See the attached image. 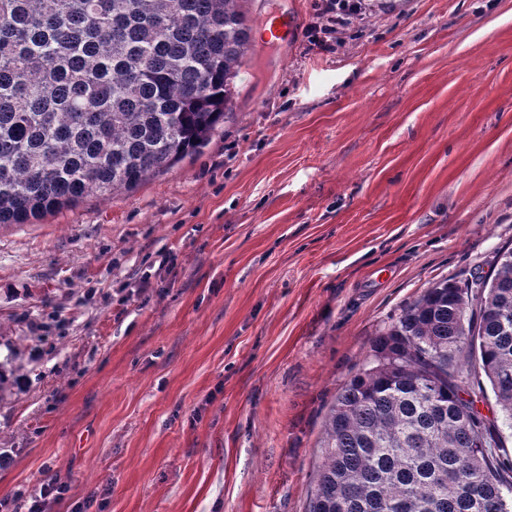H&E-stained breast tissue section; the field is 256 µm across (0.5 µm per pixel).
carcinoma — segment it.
I'll return each mask as SVG.
<instances>
[{
	"label": "carcinoma",
	"mask_w": 512,
	"mask_h": 512,
	"mask_svg": "<svg viewBox=\"0 0 512 512\" xmlns=\"http://www.w3.org/2000/svg\"><path fill=\"white\" fill-rule=\"evenodd\" d=\"M244 2L0 0V226L195 153L254 53ZM367 358L326 418L308 512H512V458L466 391L476 358L512 429V247L425 289Z\"/></svg>",
	"instance_id": "obj_1"
}]
</instances>
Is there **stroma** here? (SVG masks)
<instances>
[{"mask_svg":"<svg viewBox=\"0 0 512 512\" xmlns=\"http://www.w3.org/2000/svg\"><path fill=\"white\" fill-rule=\"evenodd\" d=\"M320 2L248 0L199 151L0 227V499L58 477L104 512H307L370 340L512 246V0H366L330 53Z\"/></svg>","mask_w":512,"mask_h":512,"instance_id":"35a3bbf8","label":"stroma"}]
</instances>
